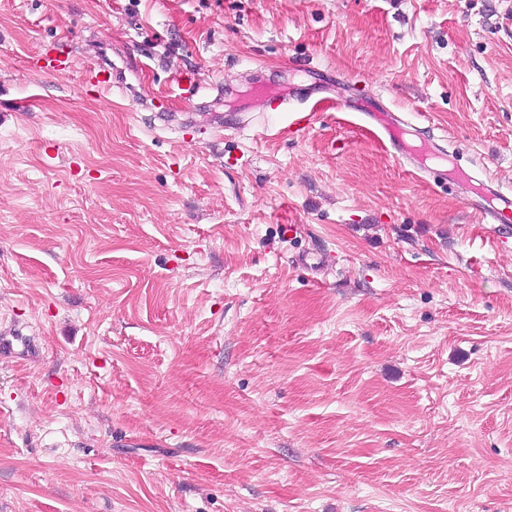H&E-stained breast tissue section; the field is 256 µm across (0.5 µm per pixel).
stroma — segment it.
I'll return each mask as SVG.
<instances>
[{
	"label": "stroma",
	"instance_id": "1",
	"mask_svg": "<svg viewBox=\"0 0 512 512\" xmlns=\"http://www.w3.org/2000/svg\"><path fill=\"white\" fill-rule=\"evenodd\" d=\"M464 170L512 195V0H0V512H512ZM115 70L112 64L103 60L90 62L84 69L85 80L91 84L102 85L103 90H111L112 73Z\"/></svg>",
	"mask_w": 512,
	"mask_h": 512
}]
</instances>
